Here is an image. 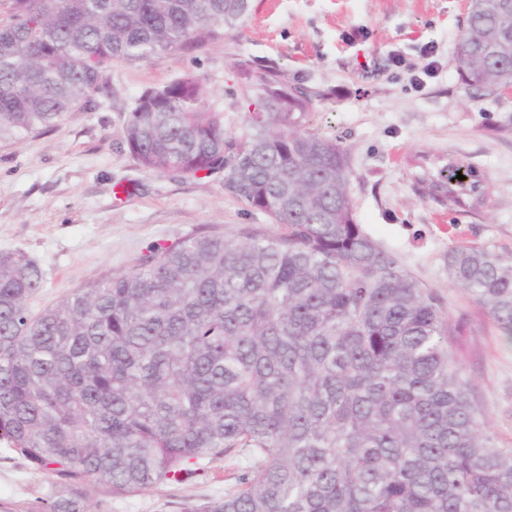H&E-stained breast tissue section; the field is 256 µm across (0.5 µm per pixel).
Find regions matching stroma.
I'll return each instance as SVG.
<instances>
[{
  "label": "stroma",
  "mask_w": 512,
  "mask_h": 512,
  "mask_svg": "<svg viewBox=\"0 0 512 512\" xmlns=\"http://www.w3.org/2000/svg\"><path fill=\"white\" fill-rule=\"evenodd\" d=\"M466 0H251L245 24L220 42L180 47L135 63H113L95 109L23 141H0V252L20 251L43 274L31 312L76 289L134 271L157 247L191 234L233 237L247 226L281 225L225 191L222 175L185 179L140 166L125 138L127 113L147 87L198 75L202 105L228 135L248 130L235 62H275L289 80L320 94L306 130L347 150L353 213L363 232L435 293L454 334L448 346L487 414L495 444L512 448V339L448 282L450 250L490 246L512 254V92L467 86L453 64ZM431 169L470 163L488 197L475 211L439 202L418 184L413 160ZM242 459L135 496L107 512H180L236 488ZM48 476L0 443V498L31 503Z\"/></svg>",
  "instance_id": "stroma-1"
}]
</instances>
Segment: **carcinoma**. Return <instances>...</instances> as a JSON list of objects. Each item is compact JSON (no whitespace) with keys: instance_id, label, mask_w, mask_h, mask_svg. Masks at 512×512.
Here are the masks:
<instances>
[{"instance_id":"cac0c4a2","label":"carcinoma","mask_w":512,"mask_h":512,"mask_svg":"<svg viewBox=\"0 0 512 512\" xmlns=\"http://www.w3.org/2000/svg\"><path fill=\"white\" fill-rule=\"evenodd\" d=\"M470 0L455 55L470 87L512 84V21ZM0 140L94 107L116 61H145L241 26L249 0H0ZM235 67L248 133L227 136L187 73L144 89L124 136L147 170L196 178L283 226L190 236L135 271L33 315L42 286L0 253V441L50 492L0 512H92L86 487L138 495L237 453V488L181 512H512L498 448L448 350L433 292L356 223L346 149L302 129L319 94L276 65ZM430 190L480 204L448 167ZM448 281L512 336V256L448 252Z\"/></svg>"}]
</instances>
